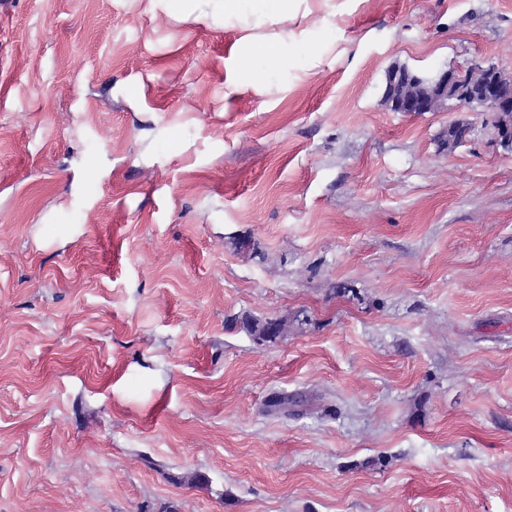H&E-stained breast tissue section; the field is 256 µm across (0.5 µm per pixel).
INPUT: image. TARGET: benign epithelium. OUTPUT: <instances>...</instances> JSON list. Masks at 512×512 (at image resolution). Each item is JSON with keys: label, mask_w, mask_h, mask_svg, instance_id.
<instances>
[{"label": "benign epithelium", "mask_w": 512, "mask_h": 512, "mask_svg": "<svg viewBox=\"0 0 512 512\" xmlns=\"http://www.w3.org/2000/svg\"><path fill=\"white\" fill-rule=\"evenodd\" d=\"M383 101L393 112H439L453 102L458 107H482L496 117L495 129L504 147L512 146V76L493 64L470 63L420 78L398 66L386 73Z\"/></svg>", "instance_id": "1"}]
</instances>
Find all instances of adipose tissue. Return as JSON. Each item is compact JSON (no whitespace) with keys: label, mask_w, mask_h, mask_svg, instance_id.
Listing matches in <instances>:
<instances>
[{"label":"adipose tissue","mask_w":512,"mask_h":512,"mask_svg":"<svg viewBox=\"0 0 512 512\" xmlns=\"http://www.w3.org/2000/svg\"><path fill=\"white\" fill-rule=\"evenodd\" d=\"M224 13L225 28L238 31L227 74L231 90L266 86L269 74L287 69L291 55L308 53L318 61L320 52L310 49L305 30L294 24L299 12L319 14L327 0H216Z\"/></svg>","instance_id":"1"}]
</instances>
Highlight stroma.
<instances>
[{"label": "stroma", "instance_id": "1", "mask_svg": "<svg viewBox=\"0 0 512 512\" xmlns=\"http://www.w3.org/2000/svg\"><path fill=\"white\" fill-rule=\"evenodd\" d=\"M300 25L233 93L208 6L0 0V512H512V149L382 101L512 75V0ZM273 320H280L288 327V320L282 318L268 317L257 319L252 316H245L240 321V328L253 336L258 343H272L285 336L268 335L267 331L271 328ZM268 324V326H266Z\"/></svg>", "mask_w": 512, "mask_h": 512}]
</instances>
